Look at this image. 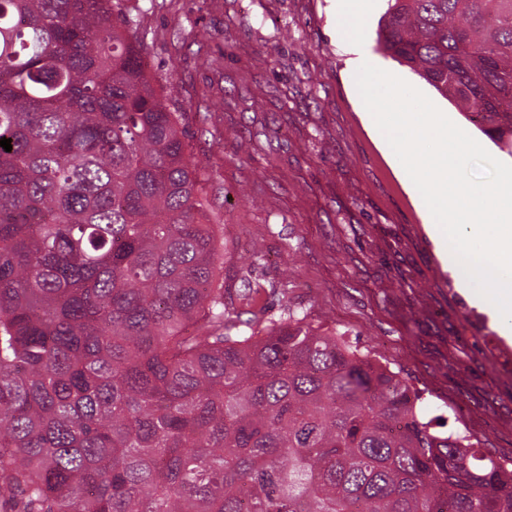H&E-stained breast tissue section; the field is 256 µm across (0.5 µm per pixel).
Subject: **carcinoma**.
I'll return each instance as SVG.
<instances>
[{
    "label": "carcinoma",
    "instance_id": "1",
    "mask_svg": "<svg viewBox=\"0 0 512 512\" xmlns=\"http://www.w3.org/2000/svg\"><path fill=\"white\" fill-rule=\"evenodd\" d=\"M123 0H0V512H512V461L280 289L262 330ZM381 51L512 155V0H387Z\"/></svg>",
    "mask_w": 512,
    "mask_h": 512
}]
</instances>
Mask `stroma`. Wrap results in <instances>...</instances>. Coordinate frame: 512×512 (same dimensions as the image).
I'll return each mask as SVG.
<instances>
[{
	"label": "stroma",
	"mask_w": 512,
	"mask_h": 512,
	"mask_svg": "<svg viewBox=\"0 0 512 512\" xmlns=\"http://www.w3.org/2000/svg\"><path fill=\"white\" fill-rule=\"evenodd\" d=\"M148 73L174 82L189 151L206 160L203 196L224 237V285L287 282L315 330L339 333L399 372L433 430L464 432L512 460V344L444 271L376 134L347 45L426 94L494 158L480 118L456 111L384 56L387 9L355 16L336 0H125Z\"/></svg>",
	"instance_id": "1"
}]
</instances>
